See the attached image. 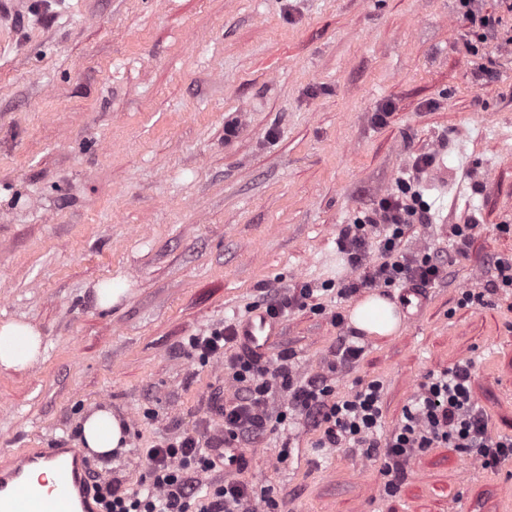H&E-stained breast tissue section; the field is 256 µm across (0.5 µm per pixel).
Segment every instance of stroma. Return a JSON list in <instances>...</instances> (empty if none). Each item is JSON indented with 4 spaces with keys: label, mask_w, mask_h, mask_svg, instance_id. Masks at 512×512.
<instances>
[{
    "label": "stroma",
    "mask_w": 512,
    "mask_h": 512,
    "mask_svg": "<svg viewBox=\"0 0 512 512\" xmlns=\"http://www.w3.org/2000/svg\"><path fill=\"white\" fill-rule=\"evenodd\" d=\"M466 29L454 0H7L0 321L35 324L46 353L0 372V460L78 445L107 406L127 447L90 470L136 489L142 448L234 395L223 362L183 342L274 288L313 289L314 305L283 318L268 367L290 351L302 376L321 373L358 277L337 234L408 176L433 221L406 248L447 255L450 226L474 216L470 249L335 389L381 381L388 435L427 374L469 361L492 433L512 435V294L459 303L512 257V57L476 81ZM422 153L433 164L413 174ZM107 283L125 293L102 310ZM317 437L299 425L246 443L242 478L280 512H512V461L491 474L430 448L391 496L378 459Z\"/></svg>",
    "instance_id": "stroma-1"
}]
</instances>
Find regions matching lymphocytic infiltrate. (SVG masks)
<instances>
[{
	"instance_id": "lymphocytic-infiltrate-1",
	"label": "lymphocytic infiltrate",
	"mask_w": 512,
	"mask_h": 512,
	"mask_svg": "<svg viewBox=\"0 0 512 512\" xmlns=\"http://www.w3.org/2000/svg\"><path fill=\"white\" fill-rule=\"evenodd\" d=\"M457 10L468 25V48L478 57L484 81L497 79L500 63L485 49L488 41L512 43V0H495L485 9L482 0H457ZM429 221V208L410 180L377 207L345 225L336 240L351 269L360 276L341 288L350 296L363 288L425 289L443 280L447 269L439 256L410 252L402 247L408 226ZM380 260L370 261V250ZM188 351L201 362L223 360L236 385L234 399L214 408L201 425L173 437H163L143 449L145 473L140 490L127 492L119 484L92 481L99 512H276L278 503L268 490L254 491L248 482L231 477L198 495L201 475L223 461V449L256 438L266 431L301 419L319 429L320 448L349 446L367 458L381 457L387 492H394L411 459L428 448L446 445L475 459L483 470L496 472L512 461V437L492 435L488 417L471 392V364L460 362L421 383L406 405L398 427L386 438L382 427L381 390L373 380L348 395H337L333 375L351 371L364 353L353 337H340L323 374L298 375L292 354L285 353L275 370L251 354L237 350L233 326L188 339ZM287 394L281 406L271 404L272 388Z\"/></svg>"
}]
</instances>
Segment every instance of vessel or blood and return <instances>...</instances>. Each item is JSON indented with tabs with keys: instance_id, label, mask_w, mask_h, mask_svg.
<instances>
[{
	"instance_id": "obj_1",
	"label": "vessel or blood",
	"mask_w": 512,
	"mask_h": 512,
	"mask_svg": "<svg viewBox=\"0 0 512 512\" xmlns=\"http://www.w3.org/2000/svg\"><path fill=\"white\" fill-rule=\"evenodd\" d=\"M280 331L279 321L265 310H255L236 327V336L257 356H267ZM87 464L75 448L56 444L49 448L14 449L7 464H0V500L11 499L10 512H96L86 483ZM47 469L66 478L62 495L47 500L27 492L33 470Z\"/></svg>"
}]
</instances>
